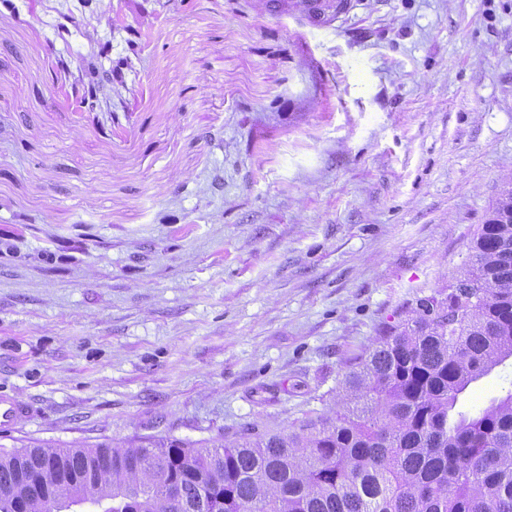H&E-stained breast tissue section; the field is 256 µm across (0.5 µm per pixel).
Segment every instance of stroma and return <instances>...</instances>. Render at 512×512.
I'll list each match as a JSON object with an SVG mask.
<instances>
[{
	"instance_id": "35a3bbf8",
	"label": "stroma",
	"mask_w": 512,
	"mask_h": 512,
	"mask_svg": "<svg viewBox=\"0 0 512 512\" xmlns=\"http://www.w3.org/2000/svg\"><path fill=\"white\" fill-rule=\"evenodd\" d=\"M0 0V446L330 415L512 179V0ZM512 392V359L458 404ZM294 2L309 24L316 29L329 27L350 6L348 0H294Z\"/></svg>"
}]
</instances>
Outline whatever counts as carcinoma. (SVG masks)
Listing matches in <instances>:
<instances>
[{
  "instance_id": "1",
  "label": "carcinoma",
  "mask_w": 512,
  "mask_h": 512,
  "mask_svg": "<svg viewBox=\"0 0 512 512\" xmlns=\"http://www.w3.org/2000/svg\"><path fill=\"white\" fill-rule=\"evenodd\" d=\"M473 250L345 375L333 415L216 448L0 450V512H512V392L454 413L512 358V181Z\"/></svg>"
}]
</instances>
